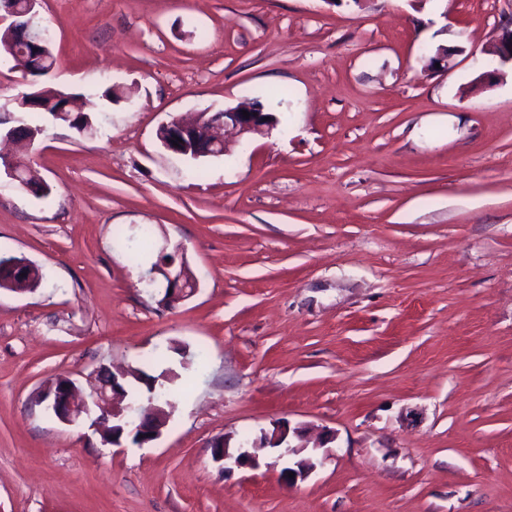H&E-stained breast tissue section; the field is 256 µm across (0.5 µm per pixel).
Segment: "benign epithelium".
Returning a JSON list of instances; mask_svg holds the SVG:
<instances>
[{"mask_svg":"<svg viewBox=\"0 0 512 512\" xmlns=\"http://www.w3.org/2000/svg\"><path fill=\"white\" fill-rule=\"evenodd\" d=\"M11 0H0V55H10L16 51L17 40L35 49L46 43L43 32L34 24L41 0H24V8L7 6ZM494 55L502 62H512V30L505 31L496 41ZM249 117H244L242 111ZM232 127L241 135H267L276 127L275 116L264 106L255 102L238 105L221 112L206 110L197 114L192 121L172 119L162 124L157 138L163 147L175 156L194 159L202 156H221L224 154V129ZM21 127V118L11 114L0 116V141H24L31 145L37 135L21 137L17 129ZM150 282L162 286L163 297L160 303L172 306L194 294L196 281L189 275L185 265L175 261L159 262L151 266ZM127 371L112 372V382L104 384L94 382L88 394L81 395L71 382L59 386L56 390L43 391L42 400L58 414V420L66 424L86 423L101 436L106 445L120 447L124 435L132 437L139 446L157 439L169 419V413L159 405L147 409L126 401V392L120 386ZM212 458L224 462V470L233 468L256 467L259 465L258 449H271L276 453L275 461L285 460L288 465L280 471L286 484L305 479L315 467L310 459H301L299 455L307 449L306 433L301 428L290 429L286 423L277 424L273 429L260 432V437L251 443V447H237L229 451L225 437L214 439L211 443ZM293 477H288V474Z\"/></svg>","mask_w":512,"mask_h":512,"instance_id":"1","label":"benign epithelium"}]
</instances>
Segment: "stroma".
<instances>
[{"instance_id": "1", "label": "stroma", "mask_w": 512, "mask_h": 512, "mask_svg": "<svg viewBox=\"0 0 512 512\" xmlns=\"http://www.w3.org/2000/svg\"><path fill=\"white\" fill-rule=\"evenodd\" d=\"M92 128L0 145V512H512V66L478 82L512 0H42ZM447 69L429 67L437 49ZM120 87L123 99L101 94ZM271 91V134L197 160L157 130ZM182 247L197 292L147 290L114 232ZM204 352V365L187 355ZM176 372L161 436L102 444L39 400L100 366ZM332 430L285 485L230 446ZM289 423L276 424L272 430H264L260 432V437L251 443L254 451H250L248 447L239 446L236 451L230 452L225 437H218L211 443L212 458L217 461H224L225 471H231L234 467H256L259 465V455L255 450L271 449L277 455L275 463L280 460L288 461L280 471L282 480L287 484L296 482L298 479H305L315 467L311 459H298V456L309 448L306 444V433L302 428H293L292 437L300 441V444L292 445L290 438ZM293 472L294 478H289L288 474Z\"/></svg>"}]
</instances>
